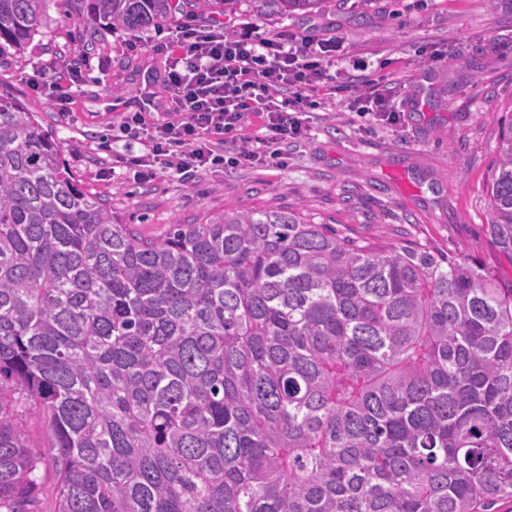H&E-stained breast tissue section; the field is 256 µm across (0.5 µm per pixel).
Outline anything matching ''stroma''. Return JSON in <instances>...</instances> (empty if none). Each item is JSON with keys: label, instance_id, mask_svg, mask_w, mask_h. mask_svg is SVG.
<instances>
[{"label": "stroma", "instance_id": "stroma-1", "mask_svg": "<svg viewBox=\"0 0 512 512\" xmlns=\"http://www.w3.org/2000/svg\"><path fill=\"white\" fill-rule=\"evenodd\" d=\"M76 0H52L47 22L25 52L0 65V93L40 115L70 167L91 192L106 198L115 220L156 238L170 225L206 213L251 207H298L315 224L375 247L421 243L457 253L512 280L487 224L485 183L496 166L507 107L512 106V11L488 0H328L308 16L279 18L240 0L229 21L240 32L333 36L344 54L393 88L398 124L359 117L347 94L318 109L310 130L290 141L286 166L228 169L194 180L162 175L141 182L112 158L140 151L122 137L121 115L103 96L134 100L140 74L156 72L154 95L167 106L164 55L154 44L178 27L136 33L107 31L99 65L70 89L59 111L27 82L33 68L62 55L83 29Z\"/></svg>", "mask_w": 512, "mask_h": 512}]
</instances>
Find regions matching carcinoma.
<instances>
[{
    "mask_svg": "<svg viewBox=\"0 0 512 512\" xmlns=\"http://www.w3.org/2000/svg\"><path fill=\"white\" fill-rule=\"evenodd\" d=\"M48 2L0 0V60ZM84 2L76 57L97 19L140 32L189 0ZM487 205L512 263L511 122ZM47 470L53 512H495L512 500V282L291 207L144 238L1 94L0 512H35Z\"/></svg>",
    "mask_w": 512,
    "mask_h": 512,
    "instance_id": "cac0c4a2",
    "label": "carcinoma"
}]
</instances>
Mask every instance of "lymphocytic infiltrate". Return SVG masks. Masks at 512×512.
<instances>
[{"mask_svg":"<svg viewBox=\"0 0 512 512\" xmlns=\"http://www.w3.org/2000/svg\"><path fill=\"white\" fill-rule=\"evenodd\" d=\"M340 48L332 38L228 34L220 25L206 32L178 28L174 38L153 47L170 61L165 82L173 108L153 122L140 112L123 115L120 132L142 139L144 151L116 157V166L138 168L148 182L161 173L191 177L239 166H282V144L307 133L321 90L354 92L361 113L396 123L399 115L374 79L334 84L331 70ZM82 74L79 63L60 62L35 70L28 82L37 91L53 90L63 105Z\"/></svg>","mask_w":512,"mask_h":512,"instance_id":"lymphocytic-infiltrate-1","label":"lymphocytic infiltrate"}]
</instances>
